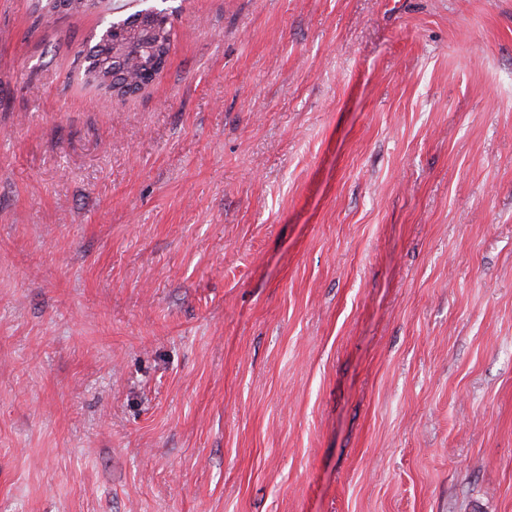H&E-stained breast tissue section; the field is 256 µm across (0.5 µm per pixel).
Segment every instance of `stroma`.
<instances>
[{
	"label": "stroma",
	"instance_id": "stroma-1",
	"mask_svg": "<svg viewBox=\"0 0 512 512\" xmlns=\"http://www.w3.org/2000/svg\"><path fill=\"white\" fill-rule=\"evenodd\" d=\"M0 0V512H512V0ZM100 12L105 14L104 27L101 31L107 32L109 38L112 37V29L120 28L124 26H131L135 23V20L145 11H150L144 18L143 23L139 27H134L126 30H115L117 31V37L112 38V42L109 41L111 47V53L108 55L109 59L103 61L96 69L97 79L105 85H109L112 82L110 69L107 66L112 60H121L124 56L129 58L137 57L142 66V72L149 78L145 83L131 86H113L112 92L115 95H124L125 97L134 95L144 90L152 82V78L155 77L157 72L163 70L167 64V54L165 52L166 44L173 32L172 22L169 16L166 14V9H140L137 10L124 18H118L114 20L112 18V0H101ZM157 10L156 12H151ZM160 14V15H159ZM108 17H110L108 19ZM149 38V43L144 44L146 39ZM152 38V39H151ZM141 46L137 49L136 53H131V49L134 47ZM144 52V55L142 54Z\"/></svg>",
	"mask_w": 512,
	"mask_h": 512
}]
</instances>
